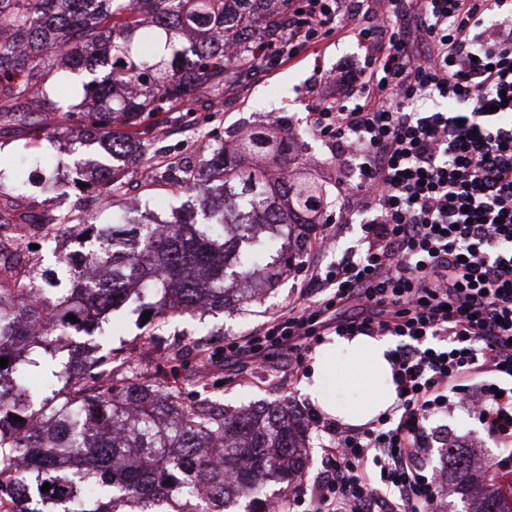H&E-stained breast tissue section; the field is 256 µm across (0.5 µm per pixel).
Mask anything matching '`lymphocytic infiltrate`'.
Wrapping results in <instances>:
<instances>
[{"label":"lymphocytic infiltrate","instance_id":"f902f5d3","mask_svg":"<svg viewBox=\"0 0 512 512\" xmlns=\"http://www.w3.org/2000/svg\"><path fill=\"white\" fill-rule=\"evenodd\" d=\"M506 0H288L285 43L258 66L351 36L367 55L328 72L312 133L353 164L326 227L362 222L359 243L304 277L289 303L225 360L301 355L327 332L395 336L394 414L329 428L333 465L309 512H434L426 423L457 405L512 442V9ZM487 375L480 389L469 377Z\"/></svg>","mask_w":512,"mask_h":512}]
</instances>
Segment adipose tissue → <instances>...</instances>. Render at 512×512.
<instances>
[{
    "label": "adipose tissue",
    "instance_id": "ef3b65f1",
    "mask_svg": "<svg viewBox=\"0 0 512 512\" xmlns=\"http://www.w3.org/2000/svg\"><path fill=\"white\" fill-rule=\"evenodd\" d=\"M393 348L394 341L388 336L336 338L333 345L314 359L311 382L304 385L303 391L311 397H320L325 385L339 376L360 383L370 391L364 403L347 408L326 402L322 410L339 423L352 427L365 425L397 403L391 363Z\"/></svg>",
    "mask_w": 512,
    "mask_h": 512
}]
</instances>
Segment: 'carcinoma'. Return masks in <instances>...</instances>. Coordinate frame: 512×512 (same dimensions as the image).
<instances>
[{"instance_id": "1", "label": "carcinoma", "mask_w": 512, "mask_h": 512, "mask_svg": "<svg viewBox=\"0 0 512 512\" xmlns=\"http://www.w3.org/2000/svg\"><path fill=\"white\" fill-rule=\"evenodd\" d=\"M274 2L0 0V102L55 112L60 100L47 86L53 61L67 58L76 71L86 55L102 52L110 79L84 83L99 111L80 118L72 145L98 143L112 156V166L79 164L87 184L112 188L149 162L135 137L150 115L220 98L255 60L252 31L280 35ZM204 150L221 163L223 183L210 188L194 167L181 168L176 181L192 202L179 217L146 223L126 207L94 224L60 209L44 223L89 234L81 258L57 245L49 267L0 260V358L8 359L0 367V464L22 463L13 474L0 467V497L10 498L12 512H224L271 479L288 495L303 468L305 429L287 398L230 413L116 364L112 310L132 302L158 327L246 304L292 267L324 204L322 185L309 178L270 185L268 170L288 167L286 137L273 148L250 134L234 161L222 144ZM248 158L259 162L243 164ZM46 361L58 369L38 393L28 379ZM441 457L465 512H512V496L466 480L469 453L446 448Z\"/></svg>"}]
</instances>
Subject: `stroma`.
Returning <instances> with one entry per match:
<instances>
[{
    "label": "stroma",
    "mask_w": 512,
    "mask_h": 512,
    "mask_svg": "<svg viewBox=\"0 0 512 512\" xmlns=\"http://www.w3.org/2000/svg\"><path fill=\"white\" fill-rule=\"evenodd\" d=\"M365 53V48L354 38L331 36L304 50L293 61L234 77L218 102L196 99L191 108L158 113L147 122L144 133L156 180L148 182L143 169L131 170L123 181L120 198L135 195L143 209L156 213L182 207L187 197L180 193L174 180L168 179L171 165H198L202 143L218 141L229 147L239 132L267 129L276 121L289 134V157L293 165H300L305 153L321 158V165L309 169L307 175L322 184L324 210L332 212L336 184L344 172L325 142L312 137L307 114L326 92L319 82V70L348 64L363 58ZM75 123V117L63 111L41 112L21 121L11 113L0 114L1 171L8 173L19 166L29 176L39 172L40 162L48 156L64 158L67 163L58 175L60 193L55 201H47L40 187L33 185L28 186L26 197L20 202L6 189L0 191V210L9 209L17 221L25 222L50 211L56 204L64 209L78 205L85 213L96 215L99 221H110L111 211H98L91 193L79 191L71 184L80 158L103 155L96 144L83 147L81 153L72 152L68 138ZM328 262V257L305 250L291 271L248 304L215 313L176 317L157 331L137 324L130 310H120L121 334L114 338L112 345L119 348L122 357L131 359L146 378L164 384L177 381L185 397H194L192 379L199 368L195 341L207 340L210 352L223 354L227 343L248 336L289 301L300 298L303 267ZM173 345L184 350L183 362L175 371L160 358L161 351ZM313 360L310 351L300 357L283 353L261 366L245 363L213 368L207 373L208 387L232 410L286 397L300 413H310L314 407L303 393L302 384L310 375ZM428 428L439 435L448 433L471 441L472 451L479 459L500 461L512 468V446L489 436L477 418L452 408L432 417ZM307 435L308 459L299 478L303 493L294 502L293 512H307L309 499L304 492L311 489L315 478L330 465L320 446L323 437L320 429L308 426Z\"/></svg>",
    "instance_id": "stroma-1"
}]
</instances>
